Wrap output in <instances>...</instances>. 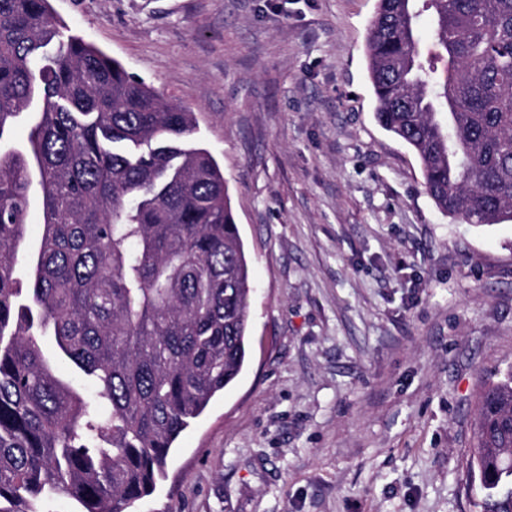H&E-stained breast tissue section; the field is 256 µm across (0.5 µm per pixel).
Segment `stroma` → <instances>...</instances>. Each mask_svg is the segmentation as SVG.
<instances>
[{"instance_id": "stroma-1", "label": "stroma", "mask_w": 512, "mask_h": 512, "mask_svg": "<svg viewBox=\"0 0 512 512\" xmlns=\"http://www.w3.org/2000/svg\"><path fill=\"white\" fill-rule=\"evenodd\" d=\"M194 112L251 266V357L131 512H474L512 366V223L460 224L374 117L377 0H50Z\"/></svg>"}]
</instances>
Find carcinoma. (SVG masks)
<instances>
[{"label":"carcinoma","mask_w":512,"mask_h":512,"mask_svg":"<svg viewBox=\"0 0 512 512\" xmlns=\"http://www.w3.org/2000/svg\"><path fill=\"white\" fill-rule=\"evenodd\" d=\"M366 56L375 118L418 157L438 209L512 222V0H378ZM34 100L27 146L12 148ZM196 133L194 113L63 37L49 0H0V512H35L37 496L125 512L240 375L250 269ZM34 191L43 227L24 290L14 269ZM45 336L92 393L60 374ZM465 482L476 512H512V367L483 381Z\"/></svg>","instance_id":"carcinoma-1"}]
</instances>
